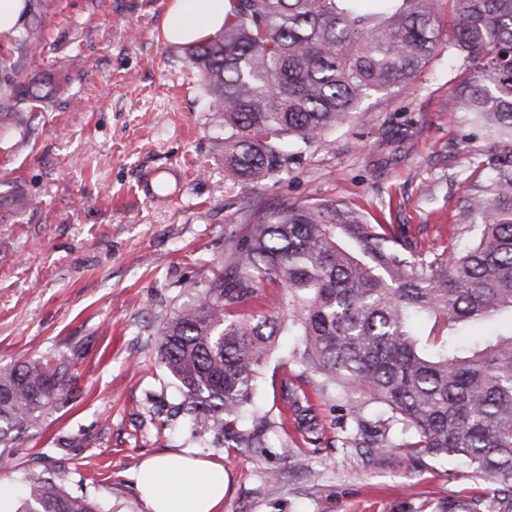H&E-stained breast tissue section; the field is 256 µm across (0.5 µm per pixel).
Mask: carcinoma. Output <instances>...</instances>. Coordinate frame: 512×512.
Here are the masks:
<instances>
[{
  "label": "carcinoma",
  "mask_w": 512,
  "mask_h": 512,
  "mask_svg": "<svg viewBox=\"0 0 512 512\" xmlns=\"http://www.w3.org/2000/svg\"><path fill=\"white\" fill-rule=\"evenodd\" d=\"M209 38L190 43L224 158V180L263 183L357 111L372 92L409 85L441 43L436 0H232ZM448 56L461 73L458 109L501 147L460 206L468 243L448 258L418 252L394 224H370L334 199L285 200L228 240L223 262L188 283L160 321L156 360L174 380L178 411L201 440L260 443L255 383L280 332L301 336L297 357L352 400L349 448H399V425L432 456L464 459L493 488L448 512H512V0H448ZM39 46V17L15 36ZM18 74L0 56V107ZM46 71L27 93L44 107L67 93ZM266 288L273 311H253ZM509 316L505 330L466 346L448 332L423 340L424 317L444 326ZM79 352L0 366V458L69 400ZM383 408L371 429L364 411ZM18 512H102L53 475L31 474Z\"/></svg>",
  "instance_id": "obj_1"
}]
</instances>
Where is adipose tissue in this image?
I'll list each match as a JSON object with an SVG mask.
<instances>
[{
    "instance_id": "1",
    "label": "adipose tissue",
    "mask_w": 512,
    "mask_h": 512,
    "mask_svg": "<svg viewBox=\"0 0 512 512\" xmlns=\"http://www.w3.org/2000/svg\"><path fill=\"white\" fill-rule=\"evenodd\" d=\"M230 0H172L162 23L172 44L197 42L224 24ZM147 512H217L224 502L223 463L170 453L145 459L134 476Z\"/></svg>"
}]
</instances>
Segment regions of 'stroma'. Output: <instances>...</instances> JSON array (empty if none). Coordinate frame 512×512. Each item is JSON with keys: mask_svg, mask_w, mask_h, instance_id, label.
Instances as JSON below:
<instances>
[{"mask_svg": "<svg viewBox=\"0 0 512 512\" xmlns=\"http://www.w3.org/2000/svg\"><path fill=\"white\" fill-rule=\"evenodd\" d=\"M170 2L46 0L43 47L14 53L19 85L61 59L70 92L48 109L25 101V128L0 125V365L82 353L73 396L14 448L0 481L20 490L61 467L65 489L103 512H147L135 470L186 453L223 462L221 512H441L482 492L485 477L418 454L409 434L375 463L341 447L350 404L303 369L287 334L257 385L260 447L202 443L175 416L159 322L253 211L333 198L399 226L420 251L448 252L467 240L460 201L497 147L457 111L442 52L406 89L365 99L274 183L228 185L199 75L161 34ZM285 380L304 398L284 399Z\"/></svg>", "mask_w": 512, "mask_h": 512, "instance_id": "obj_1", "label": "stroma"}]
</instances>
